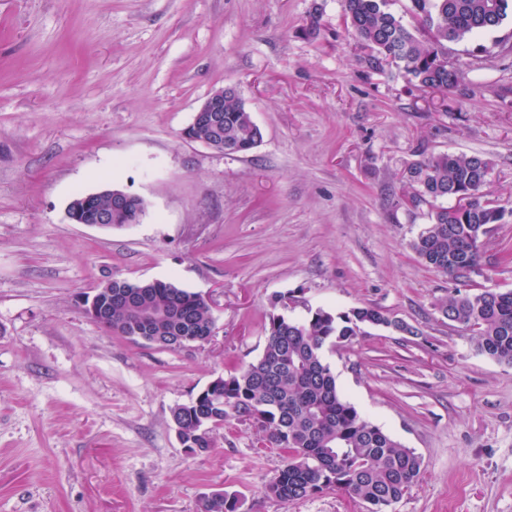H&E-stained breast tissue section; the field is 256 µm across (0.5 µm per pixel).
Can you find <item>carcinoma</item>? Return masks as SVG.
I'll list each match as a JSON object with an SVG mask.
<instances>
[{
  "instance_id": "1",
  "label": "carcinoma",
  "mask_w": 512,
  "mask_h": 512,
  "mask_svg": "<svg viewBox=\"0 0 512 512\" xmlns=\"http://www.w3.org/2000/svg\"><path fill=\"white\" fill-rule=\"evenodd\" d=\"M390 0H342L346 23L366 50L368 70L396 69L408 84L442 95L460 89V71H448L439 58L448 42L463 43L500 28L512 15V0H410L409 27L389 9ZM190 136L226 154H244L263 140V131L234 91L224 93L220 129L198 124ZM490 159L477 154L441 152L410 164L404 178L414 207H428V224L411 243L421 261L455 281H464L478 266L487 225L502 223L505 209L489 208L484 187ZM453 199L445 206L441 201ZM147 209L139 197L116 213L112 227L137 224ZM112 211L111 193L96 196L84 211L88 224ZM112 287V312L100 326L134 341L166 349L180 348L183 336H204L213 322L210 307L197 293L172 281L112 279L95 289ZM266 344L260 357L224 377V398L204 397L192 410L176 408L171 419L186 441L205 453L210 434L232 413L258 411L261 431L273 448L288 454L266 487L288 503L325 490H336L366 504L367 512H386L419 479L421 459L367 421L340 393L324 362L326 343L349 344L374 329L407 330L400 320L363 306L333 313L309 311L305 321L290 308L272 302ZM448 322L472 335L475 349L512 366V290H457L439 307ZM238 499L220 493L203 512H237Z\"/></svg>"
}]
</instances>
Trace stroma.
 Returning <instances> with one entry per match:
<instances>
[{
    "instance_id": "stroma-1",
    "label": "stroma",
    "mask_w": 512,
    "mask_h": 512,
    "mask_svg": "<svg viewBox=\"0 0 512 512\" xmlns=\"http://www.w3.org/2000/svg\"><path fill=\"white\" fill-rule=\"evenodd\" d=\"M362 56L340 0H0V512H201L217 491L239 512H367L269 497L283 458L240 417L208 453L177 440L172 408L259 358L286 292L296 319L372 306L408 326L324 350L343 396L422 459L389 512H512V367L442 316L460 284L410 247L426 210L396 204L423 157L489 158L509 214L469 283L512 289V19L449 44L464 88L444 102ZM225 86L264 131L245 155L183 136ZM108 186L146 201L139 223L69 221ZM110 278L198 293L214 337L106 333L83 301Z\"/></svg>"
}]
</instances>
